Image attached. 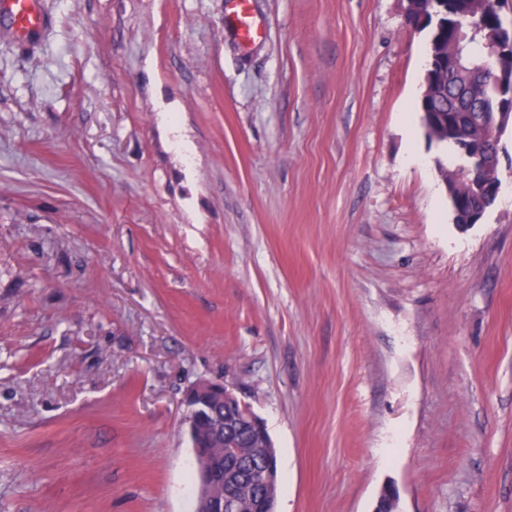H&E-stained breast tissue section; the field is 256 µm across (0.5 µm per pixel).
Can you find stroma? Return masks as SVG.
Returning a JSON list of instances; mask_svg holds the SVG:
<instances>
[{
	"label": "stroma",
	"mask_w": 512,
	"mask_h": 512,
	"mask_svg": "<svg viewBox=\"0 0 512 512\" xmlns=\"http://www.w3.org/2000/svg\"><path fill=\"white\" fill-rule=\"evenodd\" d=\"M0 32V512H194L187 388L276 512H512V128L455 224L407 0H43ZM3 30L21 47H34L51 28V16L40 0H1ZM234 7L230 21L236 26L237 34L243 42L253 43L265 36L264 26L255 19L248 5L250 0H232ZM205 397L212 394H220V396L224 399V403L230 404L231 406L240 405L241 407V422L248 426L256 429H263L264 423L260 419V417L252 410L250 405L238 399V397L229 390L223 383L208 381L205 384V388L201 391ZM235 448L232 455L218 461L219 474L224 475V489L238 494L242 509L249 512L251 501H256L264 487L266 466L257 461L262 452L263 436L257 431H225V441Z\"/></svg>",
	"instance_id": "stroma-1"
}]
</instances>
